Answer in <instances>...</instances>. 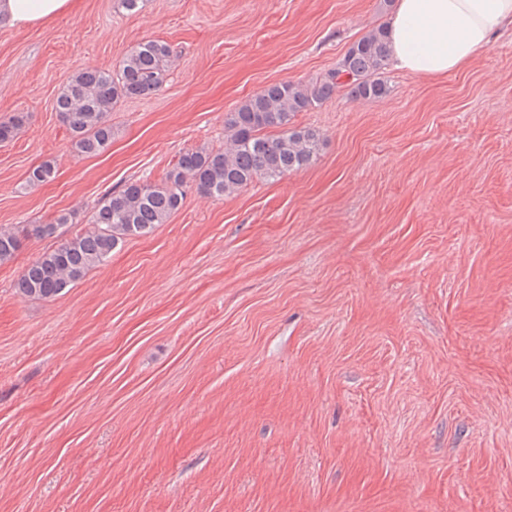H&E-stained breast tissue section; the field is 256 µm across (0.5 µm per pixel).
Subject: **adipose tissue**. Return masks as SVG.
I'll return each instance as SVG.
<instances>
[{
	"label": "adipose tissue",
	"instance_id": "adipose-tissue-1",
	"mask_svg": "<svg viewBox=\"0 0 512 512\" xmlns=\"http://www.w3.org/2000/svg\"><path fill=\"white\" fill-rule=\"evenodd\" d=\"M76 0H0V26L24 28L72 11ZM512 25V0H395L386 26L396 69L442 77L463 71Z\"/></svg>",
	"mask_w": 512,
	"mask_h": 512
}]
</instances>
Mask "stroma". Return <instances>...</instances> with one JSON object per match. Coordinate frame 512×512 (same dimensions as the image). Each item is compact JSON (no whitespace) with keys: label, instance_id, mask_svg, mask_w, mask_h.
Listing matches in <instances>:
<instances>
[{"label":"stroma","instance_id":"1","mask_svg":"<svg viewBox=\"0 0 512 512\" xmlns=\"http://www.w3.org/2000/svg\"><path fill=\"white\" fill-rule=\"evenodd\" d=\"M390 0H118L0 26V227L161 182L221 147L224 115L307 82L387 23ZM144 39L166 83L120 102L112 144L72 152L54 109L73 68ZM294 126L315 162L214 200L59 296L22 297L58 246L0 265V512H512V34L458 75L388 69ZM56 176L24 188L28 170Z\"/></svg>","mask_w":512,"mask_h":512}]
</instances>
